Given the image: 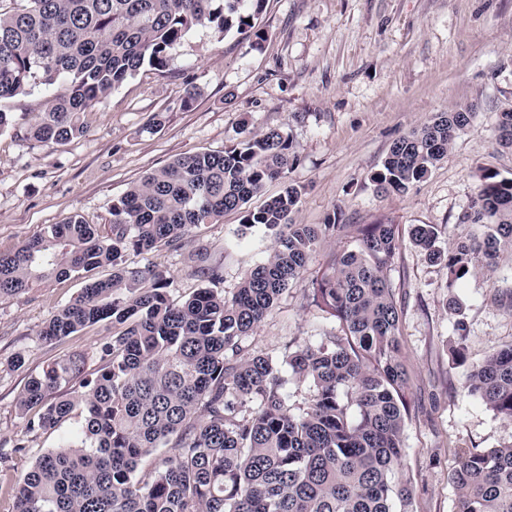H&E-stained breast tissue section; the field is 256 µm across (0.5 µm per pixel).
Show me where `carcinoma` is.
Instances as JSON below:
<instances>
[{"mask_svg":"<svg viewBox=\"0 0 512 512\" xmlns=\"http://www.w3.org/2000/svg\"><path fill=\"white\" fill-rule=\"evenodd\" d=\"M264 0H17L0 9V131L9 100L43 85L54 104L36 113L34 140L62 145L82 136L83 114L141 68L165 70L172 50L198 27L218 36L250 33ZM251 22H246V19ZM472 112H442L399 138L371 177L380 192H406L445 158ZM499 144L512 149V112ZM297 162L281 129L222 151L200 150L156 169L112 204L102 233L78 215L0 252V298L53 279L112 268L91 281L37 331L56 344L87 325L112 323L100 368L57 358L26 381L18 407L27 436L75 420L60 443L17 479L15 512H411L412 480L396 476L409 413L400 316L387 277L400 243L396 224H297L302 190L287 185L248 207ZM275 234L267 259L230 297L212 268L209 285L176 301L169 277L127 264L131 252L176 248L193 228L226 212ZM460 223L477 228L448 248L433 224H414L413 244L448 270L453 284L496 270L512 256V179L481 170ZM356 247L313 281L311 303L340 333L302 342L280 357L249 353L251 336L328 236ZM454 363L465 362L466 325L455 322ZM309 384L288 404V377ZM468 391L512 421V344L492 346L465 377ZM159 448L168 452L155 460ZM457 512H512V443L455 449ZM400 510H395V506Z\"/></svg>","mask_w":512,"mask_h":512,"instance_id":"cac0c4a2","label":"carcinoma"}]
</instances>
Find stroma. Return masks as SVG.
I'll return each instance as SVG.
<instances>
[{
  "label": "stroma",
  "mask_w": 512,
  "mask_h": 512,
  "mask_svg": "<svg viewBox=\"0 0 512 512\" xmlns=\"http://www.w3.org/2000/svg\"><path fill=\"white\" fill-rule=\"evenodd\" d=\"M264 41L211 30L192 31L165 71L145 67L112 91L83 121L86 132L64 145L29 136L37 110L52 94L34 88L7 102L11 126L0 132V252L77 214L108 229L113 201L148 172L175 157L236 145L246 132L279 128L289 134L297 162L286 179L267 182L253 197L260 207L286 183L303 195L297 223L399 225L400 248L389 271L401 314V341L410 380L411 413L399 470L413 479V512H456L448 481L455 447L486 449L512 442V422L494 416L465 389V365L454 364V323L467 325V360L512 341V258L488 275L449 285L448 271L414 246V224L441 230V243L464 234L481 169L512 178V150L496 142L500 112L512 110V0H265L258 19ZM199 96L183 106L184 88ZM470 104L474 114L431 174L404 193L380 194L371 176L393 143L437 113ZM165 121L152 128L155 114ZM275 245L265 228L245 227L229 212L192 229L179 248L129 254L130 265L150 263L170 276L179 299L202 282L199 262L217 267L225 295L263 262ZM340 235L319 245L304 274L290 283L253 335L257 351L279 354L294 340L319 343L337 330L334 318L311 306V281L336 252L353 247ZM205 247V260L196 250ZM83 286L52 280L0 299V442L25 428L17 399L29 375L53 358L84 354L98 367L103 325L86 327L57 348L43 346L38 327ZM458 299L451 314L448 299ZM22 367H13L15 355Z\"/></svg>",
  "instance_id": "obj_1"
}]
</instances>
